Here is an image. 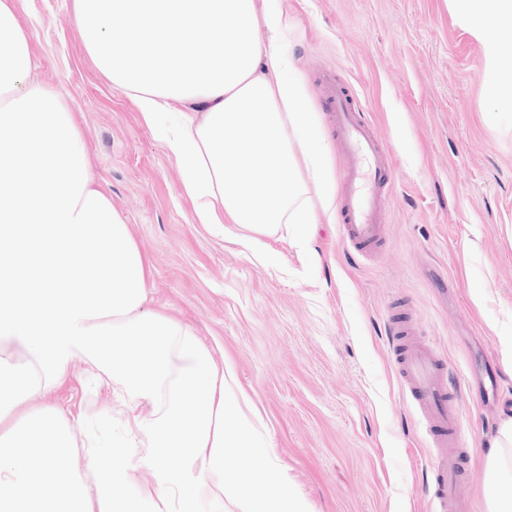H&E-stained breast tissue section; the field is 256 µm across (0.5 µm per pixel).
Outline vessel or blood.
<instances>
[{"label":"vessel or blood","mask_w":512,"mask_h":512,"mask_svg":"<svg viewBox=\"0 0 512 512\" xmlns=\"http://www.w3.org/2000/svg\"><path fill=\"white\" fill-rule=\"evenodd\" d=\"M325 110L349 163L342 174V235L361 253L382 238V224L392 183L388 150L372 133L345 84L327 76L323 81ZM397 365L407 393L423 409L439 450L434 461L441 512H469L460 495L463 473L457 446L461 431L460 404L445 380L444 360L424 344H402Z\"/></svg>","instance_id":"vessel-or-blood-1"}]
</instances>
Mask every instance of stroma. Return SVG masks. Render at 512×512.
<instances>
[{
    "label": "stroma",
    "instance_id": "obj_1",
    "mask_svg": "<svg viewBox=\"0 0 512 512\" xmlns=\"http://www.w3.org/2000/svg\"><path fill=\"white\" fill-rule=\"evenodd\" d=\"M273 3L314 105L334 74L390 151L383 245L371 256L343 238L337 215L307 252L280 232L254 253L239 226L194 223L177 164L89 54L73 0H17V15L40 80L76 112L113 208L150 259L149 308L232 364L312 512H439L436 450L390 345L402 319L448 363L464 419L461 492L485 512L480 461L512 412L499 353L512 335V116L490 113L483 45L448 0ZM34 402L74 419L75 441L83 417L125 435L82 362Z\"/></svg>",
    "mask_w": 512,
    "mask_h": 512
}]
</instances>
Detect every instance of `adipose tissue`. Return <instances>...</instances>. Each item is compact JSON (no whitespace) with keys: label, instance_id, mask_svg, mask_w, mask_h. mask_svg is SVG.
I'll return each mask as SVG.
<instances>
[{"label":"adipose tissue","instance_id":"1","mask_svg":"<svg viewBox=\"0 0 512 512\" xmlns=\"http://www.w3.org/2000/svg\"><path fill=\"white\" fill-rule=\"evenodd\" d=\"M484 45L494 112H512V0H448ZM89 53L175 159L200 224L250 249L307 243L334 203L304 74L277 51L282 13L258 0H74ZM266 29L267 41L257 37ZM14 0H0V512H311L269 450L230 364L192 328L145 310L150 261L96 178L63 96L36 76ZM83 361L131 414L110 434L34 396ZM148 414H140L141 406ZM177 456V466L166 459ZM154 492H128L134 463ZM486 512H512V417L482 460Z\"/></svg>","mask_w":512,"mask_h":512}]
</instances>
